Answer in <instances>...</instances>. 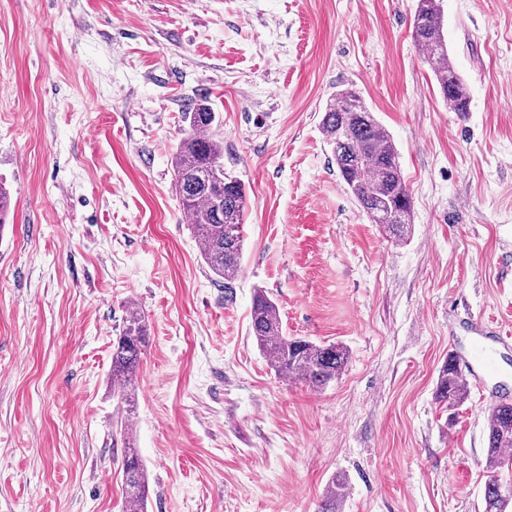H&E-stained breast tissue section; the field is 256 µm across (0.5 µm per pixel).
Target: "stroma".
<instances>
[{
  "instance_id": "1",
  "label": "stroma",
  "mask_w": 512,
  "mask_h": 512,
  "mask_svg": "<svg viewBox=\"0 0 512 512\" xmlns=\"http://www.w3.org/2000/svg\"><path fill=\"white\" fill-rule=\"evenodd\" d=\"M415 0H0V512H122L134 444L146 512H483L486 421L512 401V0H443L470 109L442 101ZM351 87L413 198L370 223L321 131ZM219 112L245 186L224 288L176 198L193 102ZM285 335L340 343V379L278 375L254 288ZM150 325L131 436L112 395L129 306ZM469 398L436 403L448 356ZM347 491V480L342 477H335L319 505L318 512H336V500L344 497Z\"/></svg>"
}]
</instances>
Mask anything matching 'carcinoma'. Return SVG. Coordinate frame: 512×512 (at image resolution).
I'll list each match as a JSON object with an SVG mask.
<instances>
[{
  "instance_id": "carcinoma-1",
  "label": "carcinoma",
  "mask_w": 512,
  "mask_h": 512,
  "mask_svg": "<svg viewBox=\"0 0 512 512\" xmlns=\"http://www.w3.org/2000/svg\"><path fill=\"white\" fill-rule=\"evenodd\" d=\"M412 38L432 69L443 102L453 112L469 111L466 84L448 51L440 0H417ZM187 127L176 145L171 167L180 206L200 243V253L224 287L241 272L246 212L244 185L224 173V141L219 113L203 102L184 113ZM321 129L339 175L355 202L373 224L383 226L400 242L408 234L413 201L399 162L398 149L386 130L352 88L342 89L327 102ZM251 334L284 377L297 378L321 390L343 374L348 350L341 344H321L283 334L277 304L265 291H254L250 311ZM149 342L146 317L139 308L127 312L120 336L112 345V394L120 399L126 417L135 412V390L141 357ZM436 399L449 408L468 399L467 384L455 357L439 370ZM484 512H506L512 503V484H502L499 470H512V402L501 401L489 409L486 423ZM348 482L331 481L318 512H336ZM147 489L144 469L135 449H128L124 464L123 512H145Z\"/></svg>"
}]
</instances>
